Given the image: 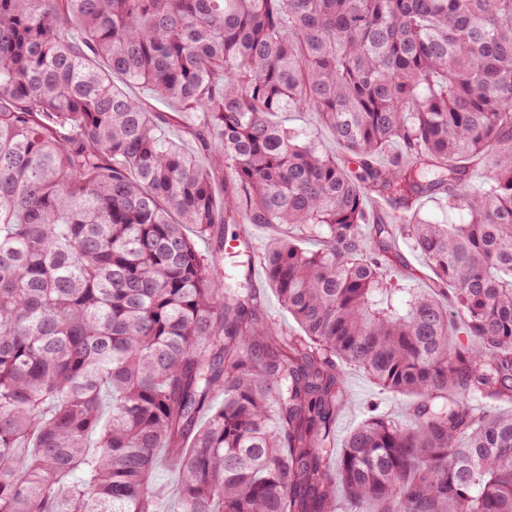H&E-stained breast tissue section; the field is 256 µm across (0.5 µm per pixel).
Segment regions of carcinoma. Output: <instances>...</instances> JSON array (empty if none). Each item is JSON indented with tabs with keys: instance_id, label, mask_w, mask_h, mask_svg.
<instances>
[{
	"instance_id": "cac0c4a2",
	"label": "carcinoma",
	"mask_w": 512,
	"mask_h": 512,
	"mask_svg": "<svg viewBox=\"0 0 512 512\" xmlns=\"http://www.w3.org/2000/svg\"><path fill=\"white\" fill-rule=\"evenodd\" d=\"M188 224L281 228L246 266L298 332ZM343 364L415 401L338 450ZM502 403L512 0H0V512H159L162 448L178 512H512ZM274 119L282 122L287 127L302 129L315 134L321 149L330 155L336 156L338 162H344L349 157H346L341 146L336 142L331 132L320 123L314 112L279 113ZM401 263L398 269L392 270L391 276L402 279L409 272L425 271L423 259L412 251L405 243L400 241ZM250 277L253 286L260 290L264 309L268 317L274 320L282 330L296 332L298 330L296 323L288 315V312L281 307L275 293L270 289L265 269L259 262L250 267Z\"/></svg>"
}]
</instances>
